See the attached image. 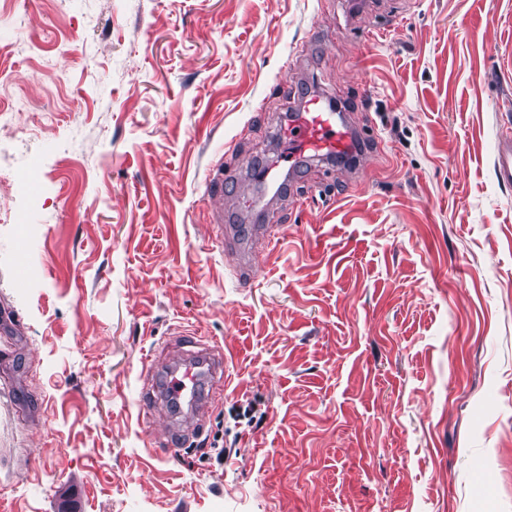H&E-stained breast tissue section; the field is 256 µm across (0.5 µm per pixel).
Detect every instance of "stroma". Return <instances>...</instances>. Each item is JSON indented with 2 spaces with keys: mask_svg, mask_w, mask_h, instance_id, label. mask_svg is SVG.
Instances as JSON below:
<instances>
[{
  "mask_svg": "<svg viewBox=\"0 0 512 512\" xmlns=\"http://www.w3.org/2000/svg\"><path fill=\"white\" fill-rule=\"evenodd\" d=\"M509 43L512 0H0V512H512ZM307 86L378 149L252 208ZM199 342L173 453L140 392ZM494 169L498 183L503 187L512 186V132L509 127H503L499 133Z\"/></svg>",
  "mask_w": 512,
  "mask_h": 512,
  "instance_id": "1",
  "label": "stroma"
}]
</instances>
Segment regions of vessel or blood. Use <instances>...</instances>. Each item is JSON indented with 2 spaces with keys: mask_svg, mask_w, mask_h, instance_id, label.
Segmentation results:
<instances>
[{
  "mask_svg": "<svg viewBox=\"0 0 512 512\" xmlns=\"http://www.w3.org/2000/svg\"><path fill=\"white\" fill-rule=\"evenodd\" d=\"M288 139L292 152L289 169H296L307 160H330L339 155H352L363 160L365 152L356 150L357 136L351 128L340 122L320 98L305 100L300 113L288 123ZM494 169L498 183L512 186V129L502 128L494 155ZM223 367L214 365L207 353L163 371L152 386L153 402L166 408H204L210 403L214 381L223 377Z\"/></svg>",
  "mask_w": 512,
  "mask_h": 512,
  "instance_id": "b4317fda",
  "label": "vessel or blood"
}]
</instances>
